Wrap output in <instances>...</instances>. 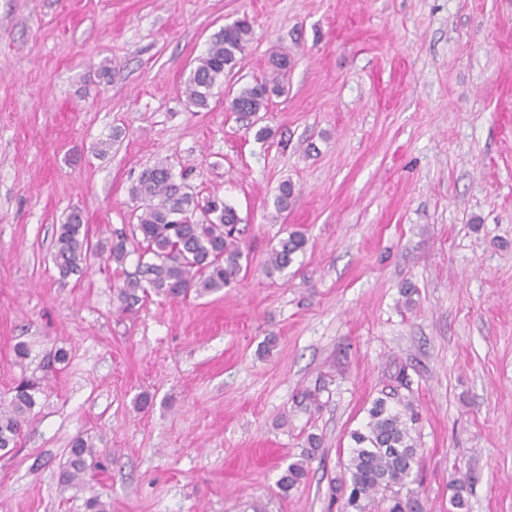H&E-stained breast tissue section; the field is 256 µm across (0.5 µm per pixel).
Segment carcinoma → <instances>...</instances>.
I'll list each match as a JSON object with an SVG mask.
<instances>
[{
  "mask_svg": "<svg viewBox=\"0 0 512 512\" xmlns=\"http://www.w3.org/2000/svg\"><path fill=\"white\" fill-rule=\"evenodd\" d=\"M250 33V24L240 20L213 35L206 53L184 81L183 93L193 107L208 108L214 89L224 85V74L232 72L242 59ZM289 65L287 55L273 57V78L241 87L230 102L231 110L249 119L266 109L271 96L283 91L278 78ZM131 198L141 209L138 223L128 234H115L110 242L91 245L89 226L79 211L60 225L53 261L61 277L79 272L88 257L99 250L118 267L125 265L131 252H137L135 270L124 272L123 282L114 288L122 310H130L152 295L165 299L185 298L192 292L204 295L237 281L248 256L237 241L241 219L234 207L217 196L198 197L187 184L174 179L163 161L141 172L131 187ZM306 243L303 233L290 232L269 255L268 273L286 270L295 255L304 252ZM39 393L40 382L34 378H25L10 389L7 402L0 405V451L17 448ZM417 421L409 400L398 401L396 407L386 397L373 401L364 429L350 434L354 447L341 478V486L349 488L342 512H372L378 500L390 502L388 512H422L418 498L407 489L419 459L420 448L413 435ZM309 444L310 449L280 474L277 485L282 495L306 479L319 439L312 437ZM95 457L94 444L76 437L58 473L60 488L91 489L88 476L98 466ZM450 488L452 507L464 512L465 483L455 479Z\"/></svg>",
  "mask_w": 512,
  "mask_h": 512,
  "instance_id": "obj_1",
  "label": "carcinoma"
}]
</instances>
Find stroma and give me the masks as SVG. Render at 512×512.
<instances>
[{
  "instance_id": "1",
  "label": "stroma",
  "mask_w": 512,
  "mask_h": 512,
  "mask_svg": "<svg viewBox=\"0 0 512 512\" xmlns=\"http://www.w3.org/2000/svg\"><path fill=\"white\" fill-rule=\"evenodd\" d=\"M241 19L244 58L196 111L183 80ZM276 53L262 142L229 103ZM160 160L236 209L248 269L123 312L135 258L63 279L55 233L75 210L93 240L129 229ZM294 230L305 251L267 273ZM23 376L42 391L0 512H85L57 485L78 436L110 512H336L350 433L393 391L419 413L423 512H454L455 478L469 512H512V0H0V398ZM319 443L320 441L318 438L311 437L309 439L311 448L301 454V458H298L288 464L286 469L280 474V477L277 480V485L282 495H288L290 490L304 482L308 475L309 463L313 459L312 451L318 447Z\"/></svg>"
}]
</instances>
